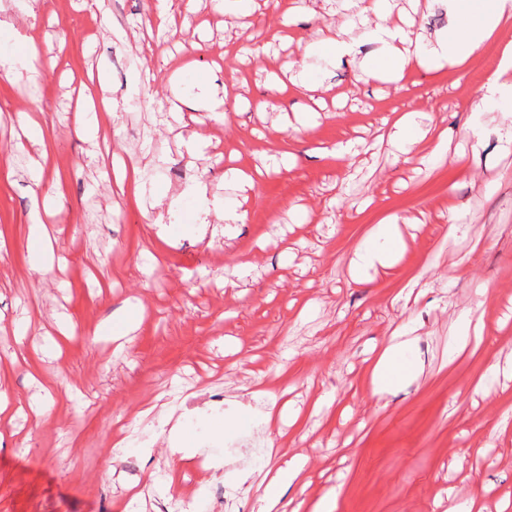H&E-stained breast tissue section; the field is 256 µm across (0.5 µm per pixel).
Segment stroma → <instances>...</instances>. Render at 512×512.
Instances as JSON below:
<instances>
[{"label": "stroma", "mask_w": 512, "mask_h": 512, "mask_svg": "<svg viewBox=\"0 0 512 512\" xmlns=\"http://www.w3.org/2000/svg\"><path fill=\"white\" fill-rule=\"evenodd\" d=\"M0 6L13 48L54 61L42 82L0 79V389L13 403L0 512H258L273 455L306 460L290 512L325 496L335 512H465L472 496L512 512V378L475 388L512 354V147L500 137L512 103L473 112L512 28L460 68L395 82L366 71L384 47L364 36L362 0H255L237 17L196 0L170 26L152 0ZM383 10L414 40L448 30L441 0ZM345 14L356 55H308ZM303 70L312 90L290 85ZM88 92L111 103L95 137L75 131ZM408 112L420 142L406 153L389 134ZM28 114L47 147L29 141ZM196 134L206 146L192 152ZM115 155L136 180L106 178ZM159 199L155 226L144 212ZM237 204L244 223L197 233L198 217ZM40 215L57 261L36 270ZM388 222L403 252L358 276L356 249ZM139 308L123 350L94 341L100 322ZM465 308L485 338L452 360ZM404 324L420 374L374 393V362ZM273 397L300 413L283 437Z\"/></svg>", "instance_id": "1"}]
</instances>
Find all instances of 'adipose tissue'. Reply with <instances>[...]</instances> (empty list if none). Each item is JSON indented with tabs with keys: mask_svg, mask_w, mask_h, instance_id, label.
Listing matches in <instances>:
<instances>
[{
	"mask_svg": "<svg viewBox=\"0 0 512 512\" xmlns=\"http://www.w3.org/2000/svg\"><path fill=\"white\" fill-rule=\"evenodd\" d=\"M448 16L451 20L449 34L427 44L411 40L399 25L385 18L370 27L368 36L386 48L384 75L397 81L414 67L438 71L463 65L495 32L512 26V0H492L489 11L476 25L471 24L461 0H448ZM411 345L412 339L406 331L392 336L373 367L375 392H382L394 382L416 373V364L407 357ZM303 466V461L294 457L284 463L273 464L265 472L261 512H285L283 492L299 479Z\"/></svg>",
	"mask_w": 512,
	"mask_h": 512,
	"instance_id": "adipose-tissue-1",
	"label": "adipose tissue"
}]
</instances>
